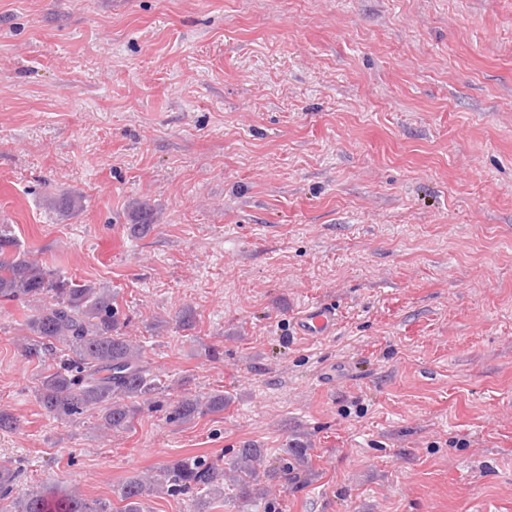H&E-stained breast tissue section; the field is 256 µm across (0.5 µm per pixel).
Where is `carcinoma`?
<instances>
[{"instance_id":"obj_1","label":"carcinoma","mask_w":512,"mask_h":512,"mask_svg":"<svg viewBox=\"0 0 512 512\" xmlns=\"http://www.w3.org/2000/svg\"><path fill=\"white\" fill-rule=\"evenodd\" d=\"M48 205L68 213L79 208L80 197L63 193ZM19 302L26 308L22 355L40 366L36 388L40 406L61 422L96 411L104 433L131 427L141 406L161 407V379L145 360L143 346L123 335L126 318L112 288L92 281L75 283L22 248L10 224H0V303ZM224 411V392L204 397L181 395L166 404V418L188 423L208 413ZM262 451L250 444L238 449L233 473L224 461L188 456L167 463L153 474H137L121 486L119 512H145L157 494L182 495L191 512H213L224 503V479L239 497L251 499L268 474L261 471ZM23 473L0 463V512H111L107 503L78 490H36L14 496Z\"/></svg>"}]
</instances>
